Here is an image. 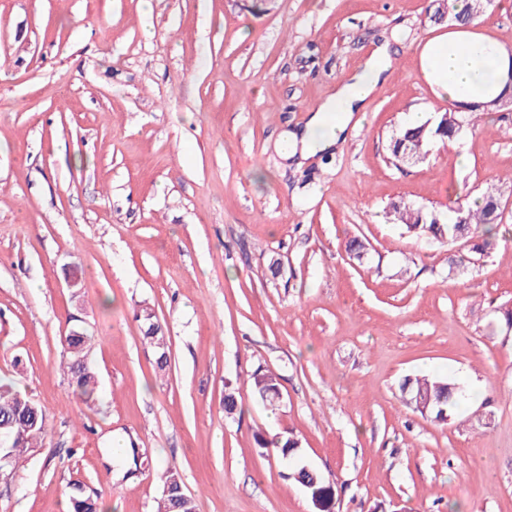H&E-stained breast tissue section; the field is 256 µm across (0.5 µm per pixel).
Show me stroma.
I'll return each instance as SVG.
<instances>
[{
    "label": "stroma",
    "mask_w": 512,
    "mask_h": 512,
    "mask_svg": "<svg viewBox=\"0 0 512 512\" xmlns=\"http://www.w3.org/2000/svg\"><path fill=\"white\" fill-rule=\"evenodd\" d=\"M430 3L0 0V380L46 426L0 480V512H68L76 481L104 512H155L169 467L196 512H315L259 434L298 439L335 512H512V333L490 307L512 303V112L425 162L387 159L409 112L454 107L420 64L454 27ZM381 43L392 67L360 126L309 165L283 159V134ZM495 181L506 219L485 255L387 216ZM452 254L467 274L449 275ZM75 327L93 337L91 403L65 367ZM259 368L277 410L254 395ZM436 374L472 397L446 425L398 389ZM139 318L142 322V337L155 349L158 369L163 371L168 366V349L162 326L149 307L142 309ZM253 386L259 399L270 407L277 406L279 402L276 397L280 393L279 383L276 375L270 371L257 369L252 374ZM279 398H282L281 394Z\"/></svg>",
    "instance_id": "35a3bbf8"
}]
</instances>
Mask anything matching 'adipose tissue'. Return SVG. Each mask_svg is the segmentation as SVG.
<instances>
[{
  "instance_id": "1",
  "label": "adipose tissue",
  "mask_w": 512,
  "mask_h": 512,
  "mask_svg": "<svg viewBox=\"0 0 512 512\" xmlns=\"http://www.w3.org/2000/svg\"><path fill=\"white\" fill-rule=\"evenodd\" d=\"M511 63L504 45L488 34L469 30L430 39L422 50V69L435 93L459 104L500 95L504 87L501 74ZM390 67L385 47H377L362 70L337 86L304 129L285 135V156L301 166L345 140L358 126L360 111L385 81Z\"/></svg>"
}]
</instances>
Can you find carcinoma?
Returning a JSON list of instances; mask_svg holds the SVG:
<instances>
[{"label":"carcinoma","instance_id":"1","mask_svg":"<svg viewBox=\"0 0 512 512\" xmlns=\"http://www.w3.org/2000/svg\"><path fill=\"white\" fill-rule=\"evenodd\" d=\"M450 13L469 24L480 17L472 8V0H447ZM485 111L481 103L472 102L466 112L439 113L416 127H402L390 138L389 152L393 161H398L412 147L428 148L434 142L453 143L475 128L477 113ZM395 219L430 243L454 244L461 240L471 243V251L481 254L491 245L498 226L503 223L505 207L502 206L501 191L492 184L486 188L475 203L457 201L443 212L433 207L415 204L400 199L391 204ZM143 339L156 352L158 369L168 366V351L162 326L153 311L145 307L140 313ZM90 336L84 330L65 337L67 353L72 359L87 353ZM68 369L75 383L76 392L86 401H92L99 387L95 374L87 367L79 368L71 363ZM253 386L259 399L266 405H277L280 393L276 375L257 369L252 374ZM406 402L423 417L437 424H446L462 409L469 395L458 383L442 376L431 378L406 377L400 384ZM9 423V441L0 447V454L14 462L17 456L32 446L45 431L42 410L31 400L14 392L11 387L0 384V422ZM290 477L299 482L309 494L312 503L319 505L317 512H333L334 502L331 486L323 476L311 469L299 467ZM162 486L158 512H195L193 498L183 499V482L180 474L167 468L159 475ZM72 512H100L98 498L86 493L81 483L73 484Z\"/></svg>","mask_w":512,"mask_h":512}]
</instances>
